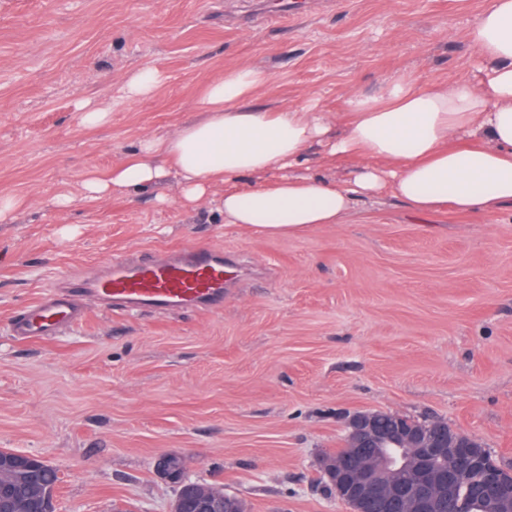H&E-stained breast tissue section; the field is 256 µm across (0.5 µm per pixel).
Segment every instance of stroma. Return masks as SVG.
Wrapping results in <instances>:
<instances>
[{
  "mask_svg": "<svg viewBox=\"0 0 512 512\" xmlns=\"http://www.w3.org/2000/svg\"><path fill=\"white\" fill-rule=\"evenodd\" d=\"M310 2L287 25L236 28L224 0H0V195L20 203L0 222V449L59 470L56 512H169L167 454L248 512H348L318 462L360 410L445 419L512 466L511 206L419 216L386 189L340 223L270 237L208 202L158 205L169 182L78 198L88 171L197 118L237 65L269 77L254 105L314 99L340 119L348 90L399 71L421 87L477 74L467 31L487 0ZM146 65L162 83L127 97ZM85 100L106 123L81 124ZM355 165L315 145L303 171L342 183ZM198 246L235 264L218 307L93 306L57 335L12 334L65 273Z\"/></svg>",
  "mask_w": 512,
  "mask_h": 512,
  "instance_id": "obj_1",
  "label": "stroma"
}]
</instances>
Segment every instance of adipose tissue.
I'll use <instances>...</instances> for the list:
<instances>
[{
    "mask_svg": "<svg viewBox=\"0 0 512 512\" xmlns=\"http://www.w3.org/2000/svg\"><path fill=\"white\" fill-rule=\"evenodd\" d=\"M468 37L488 68L447 86L420 88L399 73L379 95L350 91L338 137L329 115L313 107L253 105L265 72L227 69L203 93L200 119L143 138L106 175L87 173L83 197L99 201L170 179L176 201L213 197L225 223L272 237L340 223L358 199L387 187L419 215L512 205V0H489ZM315 144L357 159L347 184L295 174ZM274 169L282 175L273 185L238 184Z\"/></svg>",
    "mask_w": 512,
    "mask_h": 512,
    "instance_id": "ef3b65f1",
    "label": "adipose tissue"
}]
</instances>
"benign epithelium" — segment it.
I'll use <instances>...</instances> for the list:
<instances>
[{
  "mask_svg": "<svg viewBox=\"0 0 512 512\" xmlns=\"http://www.w3.org/2000/svg\"><path fill=\"white\" fill-rule=\"evenodd\" d=\"M347 428L350 455L325 457L321 469L351 512H456L460 480L491 457L478 439L445 420H428L417 429L400 414L384 417L376 410L352 415ZM443 456L447 469L433 471L431 462ZM34 461L16 452L0 454V474H14L13 481L0 482V512L40 507L45 470ZM158 469L179 488L172 512H244L239 498L190 480L180 458L166 456ZM474 493L479 512H503L512 501V469H485Z\"/></svg>",
  "mask_w": 512,
  "mask_h": 512,
  "instance_id": "7a95c632",
  "label": "benign epithelium"
}]
</instances>
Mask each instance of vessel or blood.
<instances>
[{"mask_svg": "<svg viewBox=\"0 0 512 512\" xmlns=\"http://www.w3.org/2000/svg\"><path fill=\"white\" fill-rule=\"evenodd\" d=\"M227 274L223 251L208 247L175 251L160 261L110 262L103 275L69 278L75 297H42L16 318L14 333L29 338L54 335L79 319L85 302L148 313L215 307L224 301Z\"/></svg>", "mask_w": 512, "mask_h": 512, "instance_id": "1", "label": "vessel or blood"}]
</instances>
